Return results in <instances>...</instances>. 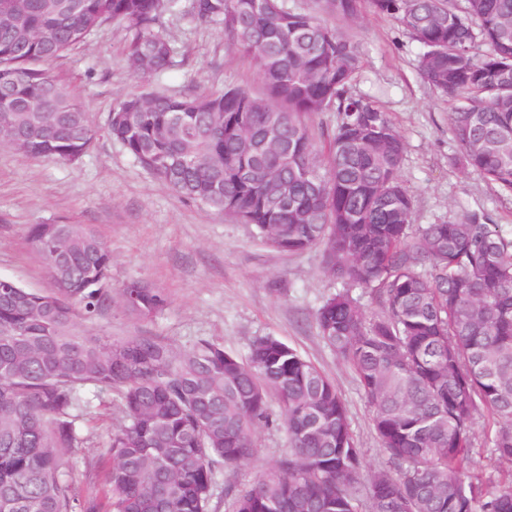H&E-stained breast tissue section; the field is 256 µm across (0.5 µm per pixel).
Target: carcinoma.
Wrapping results in <instances>:
<instances>
[{
    "label": "carcinoma",
    "instance_id": "obj_1",
    "mask_svg": "<svg viewBox=\"0 0 512 512\" xmlns=\"http://www.w3.org/2000/svg\"><path fill=\"white\" fill-rule=\"evenodd\" d=\"M419 43V75L448 99L456 161L512 195V0H0V121L31 159L77 161L99 129L43 68L104 24H126L144 75L173 66L161 19L219 25L257 61L264 91L130 95L104 130L183 199L254 225L288 252L322 249L339 291L318 308L388 457L364 485L370 512H512V236L484 214L412 227L405 144L389 113L353 91L360 46L331 19L363 6ZM336 123L315 132L316 115ZM288 148L282 168L268 137ZM54 288L0 284V512H209L224 467L250 459L278 397L289 451L235 495L233 512H362L361 450L332 380L279 339L243 360L201 338L89 335L112 307V254L89 226L32 224ZM378 312L367 318L349 292ZM168 304L138 283L133 313ZM91 392L122 424L107 441L105 500L81 494L65 459L87 438ZM504 471L467 474L473 415Z\"/></svg>",
    "mask_w": 512,
    "mask_h": 512
}]
</instances>
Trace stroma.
Returning a JSON list of instances; mask_svg holds the SVG:
<instances>
[{"label":"stroma","mask_w":512,"mask_h":512,"mask_svg":"<svg viewBox=\"0 0 512 512\" xmlns=\"http://www.w3.org/2000/svg\"><path fill=\"white\" fill-rule=\"evenodd\" d=\"M164 29L178 50L164 74L149 77L133 69L124 51L125 27L115 22L47 69L100 127L113 104L130 94L179 97L233 86L261 91L256 61L233 46L221 27L172 15L165 17ZM341 29L364 53L355 92L389 112L404 141L401 175L413 197V225L480 210L490 223L511 229L512 196L479 172L452 163L457 147L448 128V100L422 82L419 44L394 19L368 9ZM31 224H87L110 250L112 307L85 323L88 333L115 339L150 333L179 348L208 338L243 359L254 340L276 337L334 382L366 470L386 467L371 408L317 327L318 308L344 287L342 280L324 273L320 249L298 254L279 250L254 225L183 200L104 134L74 163L28 159L0 144V276L47 291L52 281L28 238ZM134 280L166 293L168 307L150 319L128 314L120 295ZM269 408L273 423L257 429L256 453L249 461L225 467L212 512H231L235 494L249 488L257 472L287 455L277 397H270ZM116 423L114 411L101 403L83 426L89 444L68 453L81 493H103L110 463L106 442Z\"/></svg>","instance_id":"1"}]
</instances>
